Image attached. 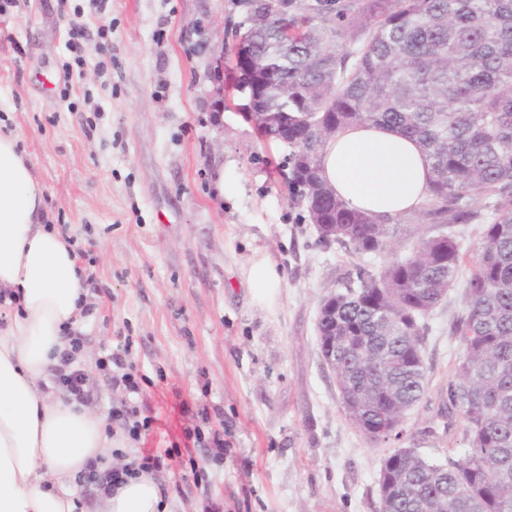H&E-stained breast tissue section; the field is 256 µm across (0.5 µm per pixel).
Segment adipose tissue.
I'll use <instances>...</instances> for the list:
<instances>
[{"label": "adipose tissue", "instance_id": "ef3b65f1", "mask_svg": "<svg viewBox=\"0 0 512 512\" xmlns=\"http://www.w3.org/2000/svg\"><path fill=\"white\" fill-rule=\"evenodd\" d=\"M324 176L349 207L378 217L419 209L430 169L415 142L385 128L329 139ZM40 183L17 140L0 132V512H78L75 479L111 447L104 417L55 394L88 288L78 258L45 221ZM101 512H159L161 490L142 474L100 489Z\"/></svg>", "mask_w": 512, "mask_h": 512}]
</instances>
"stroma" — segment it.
I'll return each mask as SVG.
<instances>
[{
  "label": "stroma",
  "instance_id": "obj_1",
  "mask_svg": "<svg viewBox=\"0 0 512 512\" xmlns=\"http://www.w3.org/2000/svg\"><path fill=\"white\" fill-rule=\"evenodd\" d=\"M112 21L110 52L89 53L61 96L72 22ZM232 0H0V128L41 184L50 223L94 278L79 333L87 404L104 417L126 395L103 361L117 345L138 371L152 428L114 436L102 467L158 448L166 512H377L389 455L345 417L316 330L323 298L354 268L317 245L291 204L288 148L267 141L234 89ZM223 53L222 72L211 69ZM279 274L255 289L254 262ZM464 288L427 320L429 390L403 447L447 457L462 422L440 415L462 355L452 334ZM230 443L222 460L186 444L198 424Z\"/></svg>",
  "mask_w": 512,
  "mask_h": 512
}]
</instances>
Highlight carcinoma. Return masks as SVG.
<instances>
[{
  "label": "carcinoma",
  "mask_w": 512,
  "mask_h": 512,
  "mask_svg": "<svg viewBox=\"0 0 512 512\" xmlns=\"http://www.w3.org/2000/svg\"><path fill=\"white\" fill-rule=\"evenodd\" d=\"M233 5L237 86L252 87L266 139L288 137L291 201L309 223L336 227L318 244L360 257L396 239L391 219L350 208L323 177L335 134L385 127L431 170L418 210L427 230L402 260L355 264L324 321L341 407L369 442L406 433L428 390L425 318L465 257L451 227L482 225L445 406L466 446L444 460L391 452L379 512H512V0H336L332 13L308 0Z\"/></svg>",
  "instance_id": "1"
}]
</instances>
